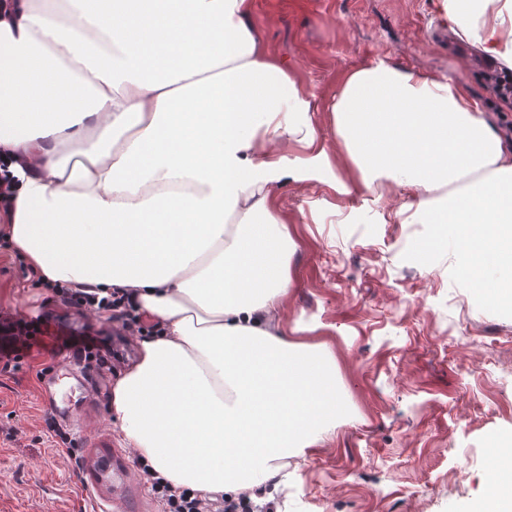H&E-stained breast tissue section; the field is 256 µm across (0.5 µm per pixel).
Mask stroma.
<instances>
[{
  "mask_svg": "<svg viewBox=\"0 0 512 512\" xmlns=\"http://www.w3.org/2000/svg\"><path fill=\"white\" fill-rule=\"evenodd\" d=\"M250 26L312 89L314 120L335 147L323 110L350 68L383 59L461 85L512 148V104L496 100L469 46L457 43L435 0H255ZM296 243L280 312L291 339L324 344L346 408L334 432L289 458L275 512H469L491 475L487 439L512 435V312L458 287L446 253L424 268L429 224H385L406 201L382 182L378 201L354 204L319 180L275 188ZM0 238V311L112 337L124 359L107 376L83 367L66 379L81 427L62 430L42 403L32 350L0 372V512H163L110 412L112 388L136 363L141 337L121 318L67 304L38 286Z\"/></svg>",
  "mask_w": 512,
  "mask_h": 512,
  "instance_id": "1",
  "label": "stroma"
}]
</instances>
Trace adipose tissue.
Segmentation results:
<instances>
[{"mask_svg":"<svg viewBox=\"0 0 512 512\" xmlns=\"http://www.w3.org/2000/svg\"><path fill=\"white\" fill-rule=\"evenodd\" d=\"M512 68V0H437ZM254 0H0V168L15 249L44 282L132 291L161 335L111 410L138 457L211 496L285 480L336 428V361L279 320L293 240L273 189L331 169L316 96L246 20ZM330 112L353 199L407 189L462 287L512 307V150L450 80L347 70Z\"/></svg>","mask_w":512,"mask_h":512,"instance_id":"1","label":"adipose tissue"}]
</instances>
